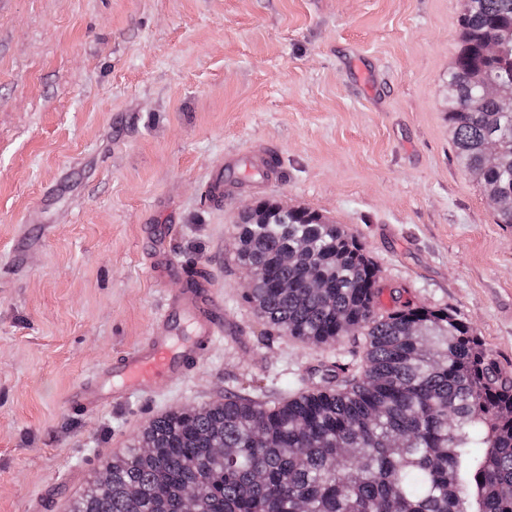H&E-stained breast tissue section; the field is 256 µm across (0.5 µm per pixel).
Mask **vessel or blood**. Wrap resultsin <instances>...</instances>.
<instances>
[{"mask_svg":"<svg viewBox=\"0 0 512 512\" xmlns=\"http://www.w3.org/2000/svg\"><path fill=\"white\" fill-rule=\"evenodd\" d=\"M225 163L242 169L250 184L272 177L260 150L245 157L226 158ZM223 332L224 306L212 288L202 284L182 289L166 300L152 335L117 363L99 369L94 382L73 394V402L95 411L108 402H125L134 394L151 395L163 383L183 375Z\"/></svg>","mask_w":512,"mask_h":512,"instance_id":"1","label":"vessel or blood"}]
</instances>
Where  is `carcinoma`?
Masks as SVG:
<instances>
[{
	"label": "carcinoma",
	"mask_w": 512,
	"mask_h": 512,
	"mask_svg": "<svg viewBox=\"0 0 512 512\" xmlns=\"http://www.w3.org/2000/svg\"><path fill=\"white\" fill-rule=\"evenodd\" d=\"M512 21V0H472L448 83V124L460 165L483 190H512V112L493 100L467 112L476 94L469 70L481 63L478 40ZM512 81V52L489 65ZM501 145V163L483 170L482 149ZM243 268L264 266L266 280L246 282L269 330L317 344L365 338L360 360L335 361L321 385L294 372L261 393L230 391L192 419L174 412L149 425L133 447L107 464L108 486L85 490L71 512H183L182 490L200 480L202 512H512V376L482 340L446 309L406 302L379 307L377 266L340 224L306 208L282 211L267 224L244 215L235 225ZM297 263L280 262L286 253ZM313 267L328 287H300ZM274 280L288 281L274 288ZM421 324L429 333L412 334ZM235 449L219 461L216 444Z\"/></svg>",
	"instance_id": "cac0c4a2"
}]
</instances>
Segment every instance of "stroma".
<instances>
[{
    "instance_id": "obj_1",
    "label": "stroma",
    "mask_w": 512,
    "mask_h": 512,
    "mask_svg": "<svg viewBox=\"0 0 512 512\" xmlns=\"http://www.w3.org/2000/svg\"><path fill=\"white\" fill-rule=\"evenodd\" d=\"M465 0H0V512H70L145 423L337 352L259 343L233 226L249 202L340 224L379 304L445 308L512 374V228L458 163L448 70ZM278 176L213 201L226 156ZM199 258L224 305L187 375L87 412L75 388L150 336Z\"/></svg>"
}]
</instances>
